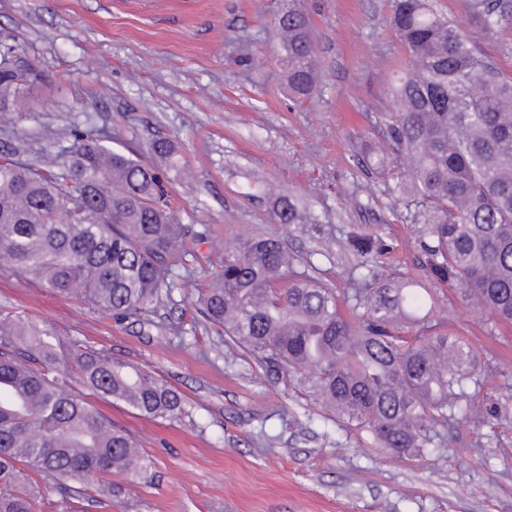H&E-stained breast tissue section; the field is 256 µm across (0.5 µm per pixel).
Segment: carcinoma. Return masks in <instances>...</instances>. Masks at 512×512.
Wrapping results in <instances>:
<instances>
[{
	"label": "carcinoma",
	"mask_w": 512,
	"mask_h": 512,
	"mask_svg": "<svg viewBox=\"0 0 512 512\" xmlns=\"http://www.w3.org/2000/svg\"><path fill=\"white\" fill-rule=\"evenodd\" d=\"M473 23H498L496 0H473ZM389 23L410 55L411 72L392 88L396 112L383 124L385 146L365 156L407 166V191L421 224L418 245L429 278L451 288L488 319L512 323V78L488 64L434 0H390ZM280 60L288 91L316 87L308 18L300 0L279 14ZM37 68L19 69L0 52V112L32 95ZM67 157L45 168L21 141L0 147V266L83 305L138 320L171 300L183 264L178 245L196 237L169 199L185 173L176 143H151L144 162L107 145L109 136L67 128ZM67 224L58 222L62 212ZM279 224L302 217L288 201ZM224 249L220 269L197 289V312L266 367L312 389L327 410L368 431L392 459L445 443L459 413L488 409L466 392L478 361L462 336L432 331L412 281L362 265L359 287L339 295L306 271L274 237L248 231ZM350 247L362 258L389 249L360 230ZM47 327L0 323V512H37L48 493L66 503L106 481L136 475L149 462L128 433L89 401L107 396L143 416L173 420L183 397L154 373L76 340L53 347ZM76 377L86 390L68 384Z\"/></svg>",
	"instance_id": "cac0c4a2"
}]
</instances>
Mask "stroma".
I'll list each match as a JSON object with an SVG mask.
<instances>
[{"instance_id":"1","label":"stroma","mask_w":512,"mask_h":512,"mask_svg":"<svg viewBox=\"0 0 512 512\" xmlns=\"http://www.w3.org/2000/svg\"><path fill=\"white\" fill-rule=\"evenodd\" d=\"M498 25L469 20V0H437L482 58L512 77V0ZM282 0H0V41L34 60L43 82L10 138L51 166L67 126L104 133L149 159L153 139L174 140L193 169L173 183L183 223L235 245L239 225L278 236L300 268L344 291L361 264L351 231L376 229L391 244L380 265L426 285L437 330L464 336L481 360L468 393L490 409L457 415L446 445L401 460L336 418L301 385L243 349L227 353L216 329L194 324L188 300L217 272L208 240H187L180 286L150 318L111 315L0 270V311L53 325L66 339L153 371L182 393L179 418L153 419L92 397L130 433L150 466L114 476L111 506L49 498L39 512H512V326H497L448 287L431 282L419 226L385 176L360 163L395 106L389 94L408 55L389 24V0H302L310 18L317 86L288 92L277 21ZM302 221L285 226L282 199Z\"/></svg>"}]
</instances>
